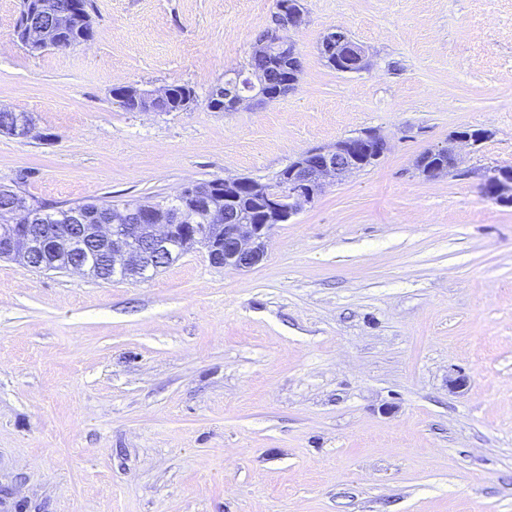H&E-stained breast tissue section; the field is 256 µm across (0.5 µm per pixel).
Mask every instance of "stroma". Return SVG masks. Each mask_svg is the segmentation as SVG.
Returning <instances> with one entry per match:
<instances>
[{"label": "stroma", "instance_id": "obj_1", "mask_svg": "<svg viewBox=\"0 0 512 512\" xmlns=\"http://www.w3.org/2000/svg\"><path fill=\"white\" fill-rule=\"evenodd\" d=\"M94 37L29 53L0 0V186L48 204L261 183L374 130L247 271L196 248L146 280L0 259V512H512V0H304L295 91L209 109L276 0H90ZM344 29L369 68L320 53ZM193 86L129 112L128 85ZM459 171L415 160L459 131ZM172 95L168 101L162 106L163 112H178L183 109L186 100L197 99L196 91L187 84L171 85ZM483 190L498 203L512 206V167H491L485 171Z\"/></svg>", "mask_w": 512, "mask_h": 512}]
</instances>
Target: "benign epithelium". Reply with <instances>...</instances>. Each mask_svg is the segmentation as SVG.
<instances>
[{
  "label": "benign epithelium",
  "mask_w": 512,
  "mask_h": 512,
  "mask_svg": "<svg viewBox=\"0 0 512 512\" xmlns=\"http://www.w3.org/2000/svg\"><path fill=\"white\" fill-rule=\"evenodd\" d=\"M42 11L39 0H19L11 36L28 52L36 54L91 40V17L83 0H70L65 8L57 11L49 24L41 26L35 24V18ZM304 15V9L293 8L286 0H280L274 26L266 30L262 45L279 52L286 51L291 56L297 53L298 47L290 37V31L302 25ZM321 53L336 62L339 72H359L369 66L364 48L339 28L325 37ZM248 81L250 90L247 96L228 84L212 89L211 96L234 109L243 104H267L278 99V96L269 94L265 76L252 73ZM129 90L136 99L147 103L161 101L169 92L167 87L131 86ZM487 137L488 132L484 130L458 132L450 139V145L428 150L423 157L445 156L455 167L458 164L455 145L476 146ZM387 150L388 143L381 135L366 131L339 140L332 148H313L302 153L288 167L281 193L245 179L224 181L226 200L230 197L229 191L242 186L262 196L264 217L261 223L245 224L237 209L211 203L210 197L219 195V183L215 182L206 189L191 188L187 193L196 199L199 206L206 208L209 215V223L191 226V237L206 243L213 266L240 271L251 269L264 259L266 241L272 228L287 222L312 203L328 181L339 180L366 168ZM483 190L498 203L512 206V167L487 169ZM0 197L6 201L5 209L12 215L13 223L24 231L27 251L55 255L51 263L45 265L48 270L61 264L70 271L93 273L97 256L87 249V241L92 239L108 242L112 264L118 267L150 264L157 256L172 262L175 260L172 243L184 233L180 224H153L148 215L136 210L124 212L123 223L119 224L112 215V209L106 206L96 207L91 220L81 208L70 210V221L79 225V229H63L40 223L36 207L19 193L3 188Z\"/></svg>",
  "instance_id": "7a95c632"
}]
</instances>
